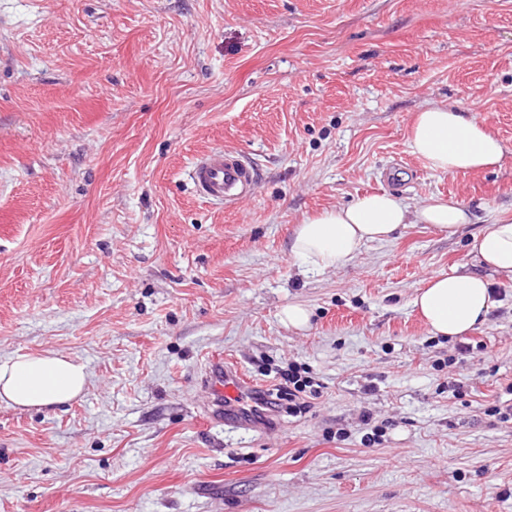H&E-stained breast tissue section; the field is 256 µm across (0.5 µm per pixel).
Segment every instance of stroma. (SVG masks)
Instances as JSON below:
<instances>
[{
  "mask_svg": "<svg viewBox=\"0 0 512 512\" xmlns=\"http://www.w3.org/2000/svg\"><path fill=\"white\" fill-rule=\"evenodd\" d=\"M439 104L487 120L499 168L411 152ZM214 147L257 169L231 211L187 179ZM376 191L475 221L320 273L291 257L304 217ZM499 218L512 0H0V358L90 374L52 411L0 404V512H512V421L486 413L512 399V278L489 274L499 304L458 339L413 306L484 271L468 242ZM214 356L273 394L304 364L319 393L225 426L200 409Z\"/></svg>",
  "mask_w": 512,
  "mask_h": 512,
  "instance_id": "35a3bbf8",
  "label": "stroma"
}]
</instances>
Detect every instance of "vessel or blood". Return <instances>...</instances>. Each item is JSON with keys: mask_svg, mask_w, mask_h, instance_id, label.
<instances>
[{"mask_svg": "<svg viewBox=\"0 0 512 512\" xmlns=\"http://www.w3.org/2000/svg\"><path fill=\"white\" fill-rule=\"evenodd\" d=\"M190 178L198 196L232 208L250 196L257 184V172L239 151L214 148L192 163ZM210 394L208 410L214 420L240 421L260 413L263 405L254 385L223 360H212L203 379Z\"/></svg>", "mask_w": 512, "mask_h": 512, "instance_id": "1", "label": "vessel or blood"}]
</instances>
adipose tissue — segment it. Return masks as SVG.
<instances>
[{
  "label": "adipose tissue",
  "instance_id": "ef3b65f1",
  "mask_svg": "<svg viewBox=\"0 0 512 512\" xmlns=\"http://www.w3.org/2000/svg\"><path fill=\"white\" fill-rule=\"evenodd\" d=\"M412 153L433 171L458 174L498 167L504 146L486 121L445 105L418 113L409 136ZM471 216L452 199L432 197L413 208L397 195L368 193L304 219L290 253L307 269L346 266L370 242H384L406 224H430L456 232ZM471 253L495 272L512 276V220L484 225L469 242ZM428 332L454 338L472 331L498 301L493 284L469 271L435 274L414 300ZM89 384L86 365L56 352L0 359V404L16 410H52L77 399Z\"/></svg>",
  "mask_w": 512,
  "mask_h": 512
}]
</instances>
